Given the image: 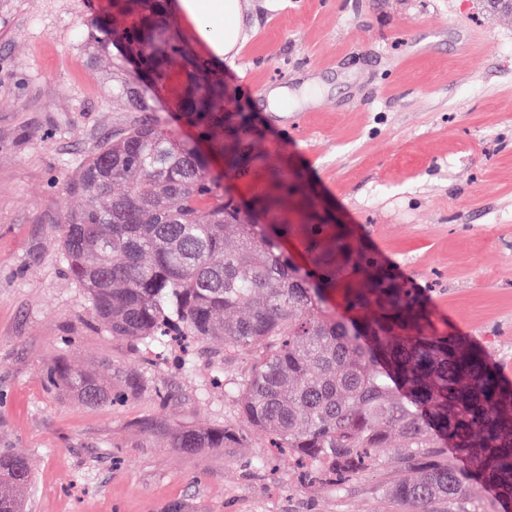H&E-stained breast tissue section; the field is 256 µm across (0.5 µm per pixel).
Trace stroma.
I'll return each mask as SVG.
<instances>
[{
	"label": "stroma",
	"mask_w": 512,
	"mask_h": 512,
	"mask_svg": "<svg viewBox=\"0 0 512 512\" xmlns=\"http://www.w3.org/2000/svg\"><path fill=\"white\" fill-rule=\"evenodd\" d=\"M247 39L213 63L229 111L285 174L301 173L361 252L419 291L430 331L484 344L512 380V15L483 0H239ZM108 0H0V449L21 450L27 512H381L396 451L358 480L303 482L213 384L248 359L173 345L160 360L97 322L61 261L64 184L130 121L121 51L84 42ZM174 136L175 93L124 71ZM288 138L287 152L274 141ZM66 360L120 398L49 386ZM231 428L233 448L174 447Z\"/></svg>",
	"instance_id": "1"
}]
</instances>
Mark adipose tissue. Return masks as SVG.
Segmentation results:
<instances>
[{"label": "adipose tissue", "instance_id": "1", "mask_svg": "<svg viewBox=\"0 0 512 512\" xmlns=\"http://www.w3.org/2000/svg\"><path fill=\"white\" fill-rule=\"evenodd\" d=\"M179 6L214 58L235 55L244 35L239 0H179Z\"/></svg>", "mask_w": 512, "mask_h": 512}]
</instances>
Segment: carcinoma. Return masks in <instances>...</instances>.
<instances>
[{"label": "carcinoma", "instance_id": "obj_1", "mask_svg": "<svg viewBox=\"0 0 512 512\" xmlns=\"http://www.w3.org/2000/svg\"><path fill=\"white\" fill-rule=\"evenodd\" d=\"M166 2L112 0V10L88 24L86 40L97 43L104 26L124 61L157 86L177 83L179 119L225 175L266 171L256 211L275 223H253L220 190L208 156L147 114L129 83L112 84V97L143 116L79 164L66 189L82 205L59 224L62 260L94 316L112 335L158 348L169 336H192L250 351L236 387L242 417L272 447L307 462L312 479L363 475L397 437V466L411 476L381 493L407 512H465L462 500L483 487L511 503L512 382L480 346L428 335L420 296L375 258L363 255L355 267L361 286L345 280L348 236L303 186L298 207L315 242L313 270L280 251L288 225L276 220L288 177L250 151L247 117L225 111L224 78L173 34ZM339 286L355 311L346 319L319 306L322 291ZM47 378L87 405L112 403V386L96 372L59 360ZM236 442L225 429H179L173 440L190 451ZM445 442L464 456L474 483L463 482ZM31 481L21 451L0 453V507L23 512Z\"/></svg>", "mask_w": 512, "mask_h": 512}]
</instances>
